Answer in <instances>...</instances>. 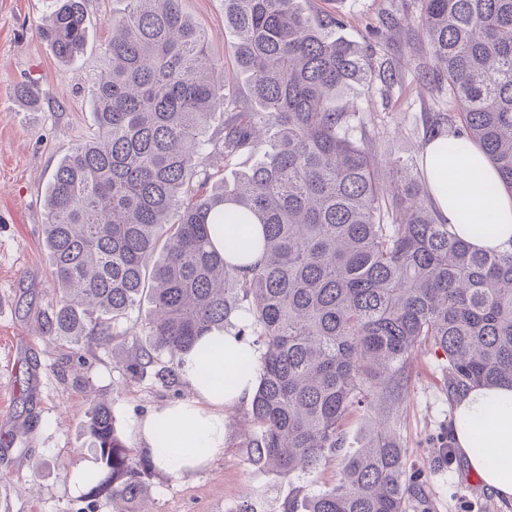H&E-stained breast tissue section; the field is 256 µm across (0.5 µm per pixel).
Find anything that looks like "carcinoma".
Masks as SVG:
<instances>
[{"mask_svg": "<svg viewBox=\"0 0 512 512\" xmlns=\"http://www.w3.org/2000/svg\"><path fill=\"white\" fill-rule=\"evenodd\" d=\"M180 0H126L112 17L105 69L90 85L96 136L58 164L45 196V242L58 295L39 322L53 343L109 347L130 379L153 369L171 386L198 339L238 321L253 353L240 368L257 383L246 416L248 463L315 483L337 459L329 487L288 497L280 512H405L427 482L407 470L387 427L388 402L422 346L445 357L448 387L512 384V248L476 251L436 218L410 171L387 185L372 148L355 141V85L397 82L371 45L336 36L298 0H224L238 66L256 110L224 103V69ZM38 29L71 60L87 40L88 0H50ZM460 112L427 127L448 153L479 148L512 193V0H423L418 23ZM224 128L207 134L210 115ZM261 154L231 185H214L207 160ZM178 215L177 222L169 217ZM224 225L212 241L210 225ZM147 297L133 335L124 328ZM385 423L352 454L344 425L358 409ZM86 432L100 462L85 499L140 512L155 467L128 446L111 408L92 401Z\"/></svg>", "mask_w": 512, "mask_h": 512, "instance_id": "cac0c4a2", "label": "carcinoma"}]
</instances>
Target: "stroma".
Returning <instances> with one entry per match:
<instances>
[{
	"label": "stroma",
	"mask_w": 512,
	"mask_h": 512,
	"mask_svg": "<svg viewBox=\"0 0 512 512\" xmlns=\"http://www.w3.org/2000/svg\"><path fill=\"white\" fill-rule=\"evenodd\" d=\"M301 6L316 17L338 15L339 35L372 43L376 58L403 77L357 99L362 122L354 138L373 144L385 180L397 178V161L422 163L425 115L458 105L447 91L422 82L432 62L415 26L421 0H301ZM120 7L119 0H89L87 45L63 62L37 34L48 0H0V512H113L105 499L87 506V484L74 481L77 470L99 468L85 428L91 399L110 403L133 448L142 445L138 420L179 399L175 389L124 378L116 367L122 348L55 349L38 332L53 293L46 187L59 161L92 132L88 86L103 65L108 20ZM181 7L224 67L226 99L246 101L224 0H182ZM23 83L37 85L38 107L15 96ZM455 401L441 355L418 350L396 402V435L405 465L425 470L428 482L424 507L411 501L406 512H512V502L485 490L457 455L449 428ZM246 432L242 424L228 426L223 453L200 470L176 477L155 469L147 480L151 512H239L247 501L258 512H277L292 486L248 464Z\"/></svg>",
	"instance_id": "1"
}]
</instances>
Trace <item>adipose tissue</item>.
Returning <instances> with one entry per match:
<instances>
[{"label":"adipose tissue","instance_id":"ef3b65f1","mask_svg":"<svg viewBox=\"0 0 512 512\" xmlns=\"http://www.w3.org/2000/svg\"><path fill=\"white\" fill-rule=\"evenodd\" d=\"M437 137L424 147L429 193L440 222L455 226L458 236L476 250H502L512 246V196L487 197L484 188L498 183L497 170L478 148L455 156L442 148ZM447 175L466 191V199H448L436 183ZM493 222L487 237L471 232L476 224ZM250 349L248 339L228 330L201 337L187 355L180 377L193 393L191 400L157 410L137 425L141 441L155 464L182 475L206 464L224 450L227 410L248 402L255 379L242 374L238 360ZM452 436L469 472L498 499L512 501V388L477 386L458 399Z\"/></svg>","mask_w":512,"mask_h":512}]
</instances>
